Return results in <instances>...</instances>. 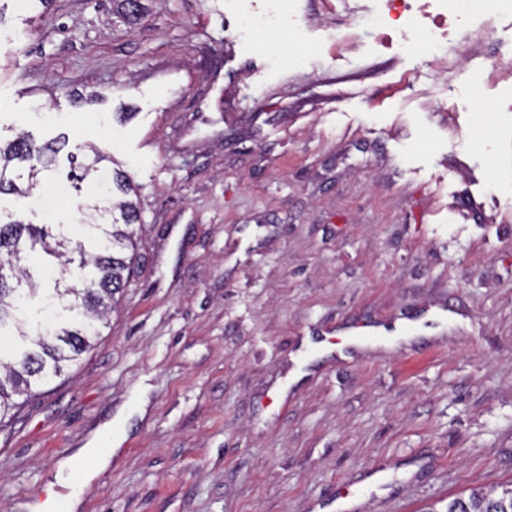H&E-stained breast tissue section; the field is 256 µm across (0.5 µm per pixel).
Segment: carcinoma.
<instances>
[{
  "mask_svg": "<svg viewBox=\"0 0 512 512\" xmlns=\"http://www.w3.org/2000/svg\"><path fill=\"white\" fill-rule=\"evenodd\" d=\"M82 145L68 140L38 146L22 133L0 143V196L29 197L39 188L40 175L65 155L74 181L85 180L105 156L89 148L93 159L78 162ZM130 179L112 172V188L102 205H85L86 226L94 234L73 237L64 224H35L18 213L0 214V329L13 323V348H0V428L18 408L14 395H35L34 388L62 374L66 362L77 360L98 335L101 321L116 295L127 287L134 249L129 227L141 222ZM41 252L38 264L29 256ZM54 265L57 276L48 288H36L41 269ZM443 512H512V486L499 493L474 489L448 502Z\"/></svg>",
  "mask_w": 512,
  "mask_h": 512,
  "instance_id": "carcinoma-1",
  "label": "carcinoma"
}]
</instances>
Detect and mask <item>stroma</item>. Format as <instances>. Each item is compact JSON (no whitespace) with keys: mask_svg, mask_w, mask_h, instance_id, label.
<instances>
[{"mask_svg":"<svg viewBox=\"0 0 512 512\" xmlns=\"http://www.w3.org/2000/svg\"><path fill=\"white\" fill-rule=\"evenodd\" d=\"M0 5V140L94 146L142 218L94 347L0 428V512H44L72 456L74 512H423L512 482L511 14L439 54L385 43L374 0Z\"/></svg>","mask_w":512,"mask_h":512,"instance_id":"obj_1","label":"stroma"}]
</instances>
